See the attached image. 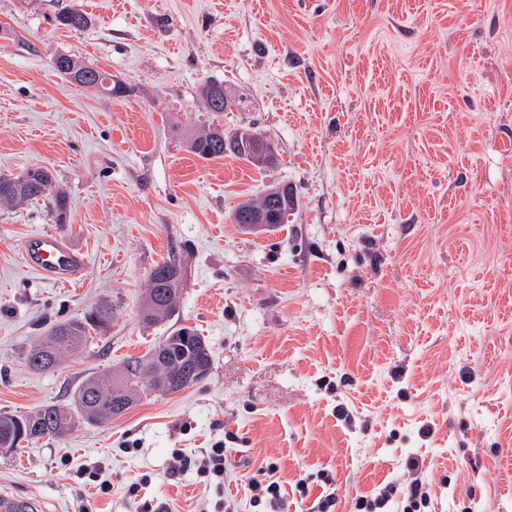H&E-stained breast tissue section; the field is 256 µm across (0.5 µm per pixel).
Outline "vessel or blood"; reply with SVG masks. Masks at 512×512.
<instances>
[{"mask_svg": "<svg viewBox=\"0 0 512 512\" xmlns=\"http://www.w3.org/2000/svg\"><path fill=\"white\" fill-rule=\"evenodd\" d=\"M23 259L31 269L57 285L74 282L85 265L80 251L49 232L33 234L26 240Z\"/></svg>", "mask_w": 512, "mask_h": 512, "instance_id": "obj_1", "label": "vessel or blood"}]
</instances>
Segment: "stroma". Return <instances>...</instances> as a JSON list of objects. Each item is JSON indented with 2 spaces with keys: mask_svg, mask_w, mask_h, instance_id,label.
<instances>
[{
  "mask_svg": "<svg viewBox=\"0 0 512 512\" xmlns=\"http://www.w3.org/2000/svg\"><path fill=\"white\" fill-rule=\"evenodd\" d=\"M61 5L91 25L54 26ZM58 52L130 93L70 84ZM209 80L234 101L218 117ZM215 121L257 130L275 164L188 152L185 135ZM33 166L70 208L59 224L43 204L0 206V412L67 404L86 374L182 326L212 366L106 424L0 454V490L45 512H135L137 482L168 512H318L329 494L330 512H353L417 478L426 512H512V0H0V173ZM272 184L296 194L287 223L243 233L234 208ZM39 232L83 253L78 281L24 265ZM171 255L179 314L143 325L148 273ZM101 301L115 306L104 337L28 368L53 324ZM218 441L223 488L172 474L174 450ZM269 462L274 508L248 488ZM201 96L209 112L221 115L223 112L231 110L230 106L224 107V84L222 82L206 81L201 86ZM395 489L380 490L378 493L358 496L354 503L355 512H379L376 509H383L391 501Z\"/></svg>",
  "mask_w": 512,
  "mask_h": 512,
  "instance_id": "obj_1",
  "label": "stroma"
}]
</instances>
